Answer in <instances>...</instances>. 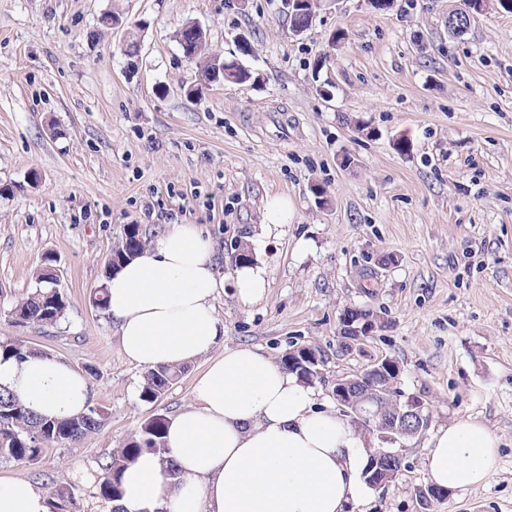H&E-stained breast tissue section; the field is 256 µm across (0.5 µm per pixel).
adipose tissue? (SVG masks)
Masks as SVG:
<instances>
[{"label":"adipose tissue","mask_w":512,"mask_h":512,"mask_svg":"<svg viewBox=\"0 0 512 512\" xmlns=\"http://www.w3.org/2000/svg\"><path fill=\"white\" fill-rule=\"evenodd\" d=\"M212 256L197 225L175 224L107 282V313L131 362L151 370L206 360L164 452L142 453L124 470V512H346L371 494L364 442L339 416L314 410L313 390L262 350L215 355L224 280ZM0 384L52 419L77 416L92 399L84 375L49 355L0 358ZM496 461L492 432L457 420L433 434L427 474L441 488L472 487L489 480ZM0 512L55 508L29 480L0 477Z\"/></svg>","instance_id":"1"}]
</instances>
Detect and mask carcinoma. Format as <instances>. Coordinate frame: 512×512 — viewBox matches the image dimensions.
<instances>
[{
  "instance_id": "obj_1",
  "label": "carcinoma",
  "mask_w": 512,
  "mask_h": 512,
  "mask_svg": "<svg viewBox=\"0 0 512 512\" xmlns=\"http://www.w3.org/2000/svg\"><path fill=\"white\" fill-rule=\"evenodd\" d=\"M291 27L307 25L317 11L316 0H285ZM190 46L189 58L200 70V82L207 83L224 79L228 83L244 84L251 81L254 73L239 63L235 57L227 59L209 48L206 33L192 27L180 33ZM147 242L137 224L124 227L121 242L107 258L105 278H110L127 261L135 257ZM69 307L67 296L47 272L39 269L35 273V286L21 297L8 312L10 323L24 329L31 326H54L65 317ZM39 350L28 345L17 336H0V356L18 361ZM279 364L285 370L297 375L305 384H311L318 375L306 369L303 362L288 360L284 353ZM188 366L160 367L144 374L140 396L146 402H155L185 374ZM358 392L368 387V381L380 388V394L389 400V405L403 407L408 398L394 390V381L380 377L374 379L368 373H361ZM107 419L106 412L97 404H90L87 411L76 418L51 420L37 414L28 407L9 387L0 385V458L32 462L38 459L46 444L73 442L99 431ZM168 418L157 414L146 421L140 431L127 444L111 452L99 461L97 473L98 494L107 509L117 505L122 496L120 475L123 469L143 451H164V434ZM50 497L56 502L57 512H73L75 506L73 487L58 486Z\"/></svg>"
}]
</instances>
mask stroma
<instances>
[{
    "instance_id": "stroma-1",
    "label": "stroma",
    "mask_w": 512,
    "mask_h": 512,
    "mask_svg": "<svg viewBox=\"0 0 512 512\" xmlns=\"http://www.w3.org/2000/svg\"><path fill=\"white\" fill-rule=\"evenodd\" d=\"M462 6L393 0L377 12L324 0L297 36L281 0H0V185L14 188L0 197V336L94 366L92 400L107 414L101 430L46 446L37 462L0 460V477L46 493L68 483L75 512H106L98 462L152 416L192 405L204 360L143 401L144 368L89 298L125 225L153 241L197 224L224 278L222 349L276 360L316 347L320 409L336 410V379L384 358L400 366L401 391L423 400L429 423L402 440L399 478L349 512H512V14L489 6L457 38L448 15ZM112 13L121 26L102 28ZM189 22L226 55L247 37L243 63L258 83L186 96L198 72L176 33ZM339 30L345 40L331 47ZM131 36L133 70L121 51ZM326 51L329 65L313 73ZM344 155L353 167H340ZM274 196L291 204L287 223L265 221ZM243 236L267 272L252 304L237 296L231 259ZM49 253L67 315L16 330L7 313ZM355 306L386 326L347 346L341 315ZM459 419L496 436L497 470L422 507L431 437Z\"/></svg>"
}]
</instances>
